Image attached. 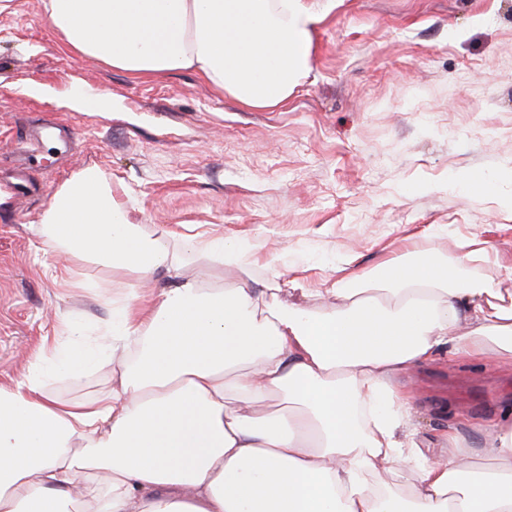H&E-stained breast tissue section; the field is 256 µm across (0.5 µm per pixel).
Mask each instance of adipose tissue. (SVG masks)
Segmentation results:
<instances>
[{
	"mask_svg": "<svg viewBox=\"0 0 512 512\" xmlns=\"http://www.w3.org/2000/svg\"><path fill=\"white\" fill-rule=\"evenodd\" d=\"M330 0H45L67 51L127 73L191 70L251 109L292 95ZM32 234L121 273L103 323L63 319L15 385L0 386V512H512V416L483 448L420 453L395 378L439 349L512 366V302L451 259L408 250L302 301L298 280L257 282L246 239L174 235L135 220L97 165L54 192ZM232 271V285L190 273ZM173 283L155 298L142 285ZM108 387L61 398L50 376Z\"/></svg>",
	"mask_w": 512,
	"mask_h": 512,
	"instance_id": "ef3b65f1",
	"label": "adipose tissue"
}]
</instances>
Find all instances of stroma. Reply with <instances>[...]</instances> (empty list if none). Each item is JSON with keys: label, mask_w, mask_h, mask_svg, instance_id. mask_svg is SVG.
Instances as JSON below:
<instances>
[{"label": "stroma", "mask_w": 512, "mask_h": 512, "mask_svg": "<svg viewBox=\"0 0 512 512\" xmlns=\"http://www.w3.org/2000/svg\"><path fill=\"white\" fill-rule=\"evenodd\" d=\"M82 90L111 95V110L69 108ZM46 120L70 124L79 146L44 147L28 173L36 193L0 209V385L23 378L61 317L107 313L106 295L76 280L120 282L46 253L30 231L90 163L140 223L253 240L260 280L270 263L314 288L406 246L455 257L472 242L490 252L475 275L512 267V0H336L307 75L265 111L189 71L134 80L89 62L62 48L43 0H11L0 12V152ZM443 379L468 382L472 399L438 397ZM396 384L414 399L415 441L438 459L442 434L479 444L475 424L512 407V367L445 349Z\"/></svg>", "instance_id": "stroma-1"}]
</instances>
